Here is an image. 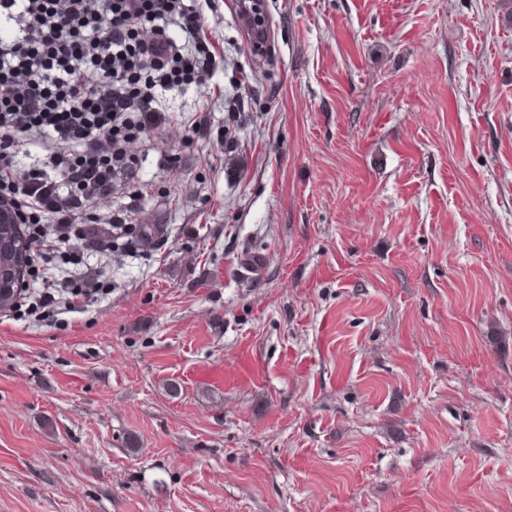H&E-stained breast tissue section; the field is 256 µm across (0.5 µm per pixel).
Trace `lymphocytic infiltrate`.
<instances>
[{"mask_svg": "<svg viewBox=\"0 0 512 512\" xmlns=\"http://www.w3.org/2000/svg\"><path fill=\"white\" fill-rule=\"evenodd\" d=\"M2 27L0 187L26 230L34 274L69 248L63 305L76 310L100 284L85 252L112 249L111 215L93 221L89 209L134 182L131 146L160 122L157 89L208 74L198 0H0ZM27 146L33 161H19Z\"/></svg>", "mask_w": 512, "mask_h": 512, "instance_id": "1", "label": "lymphocytic infiltrate"}]
</instances>
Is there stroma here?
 <instances>
[{
  "label": "stroma",
  "instance_id": "obj_1",
  "mask_svg": "<svg viewBox=\"0 0 512 512\" xmlns=\"http://www.w3.org/2000/svg\"><path fill=\"white\" fill-rule=\"evenodd\" d=\"M234 2L90 210L149 239L0 314V512H512V20Z\"/></svg>",
  "mask_w": 512,
  "mask_h": 512
}]
</instances>
